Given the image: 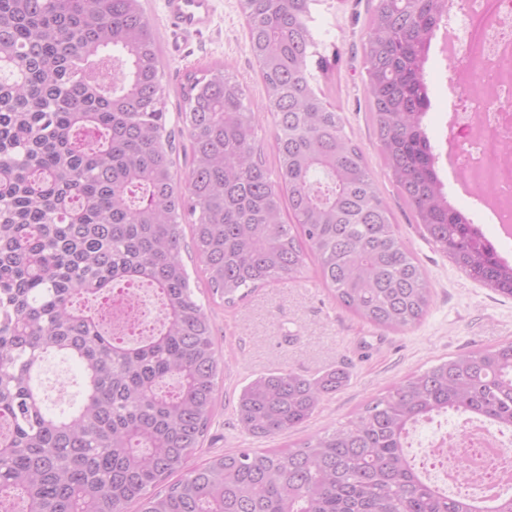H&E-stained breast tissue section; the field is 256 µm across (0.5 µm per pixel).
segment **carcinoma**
Here are the masks:
<instances>
[{
	"label": "carcinoma",
	"instance_id": "obj_1",
	"mask_svg": "<svg viewBox=\"0 0 512 512\" xmlns=\"http://www.w3.org/2000/svg\"><path fill=\"white\" fill-rule=\"evenodd\" d=\"M240 2L276 118L274 170L258 146V110L223 67L187 75L182 126L167 128L140 0H0V509L19 500L23 512H512V493L446 494L405 451L414 425L448 411L512 430V342L439 362L295 448L189 466L224 358L190 284L182 220L226 303L296 281L309 255L336 301L379 327L416 325L431 303L361 147L313 84V69L338 60L317 51L320 0ZM449 9L374 0L362 43L373 133L428 242L512 297V264L448 202L424 123L426 65ZM178 134L192 152L184 190ZM124 285L154 290L160 327L108 332L77 304ZM51 354L84 367L82 400L67 413L43 397ZM348 378L343 368L262 374L240 391L238 425L255 437L287 433Z\"/></svg>",
	"mask_w": 512,
	"mask_h": 512
}]
</instances>
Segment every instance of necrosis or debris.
I'll return each mask as SVG.
<instances>
[{"mask_svg": "<svg viewBox=\"0 0 512 512\" xmlns=\"http://www.w3.org/2000/svg\"><path fill=\"white\" fill-rule=\"evenodd\" d=\"M468 0L457 26L448 34L447 54L460 63L446 81L455 110L453 124L465 129L448 163L478 193H488L485 211L490 223L512 237V152L498 150L499 141L512 140V0ZM462 451L474 467L468 485L479 493L490 487L512 486V444L492 440L480 428L448 433L446 442H434L431 451L441 456L443 446Z\"/></svg>", "mask_w": 512, "mask_h": 512, "instance_id": "1", "label": "necrosis or debris"}]
</instances>
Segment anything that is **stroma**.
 I'll use <instances>...</instances> for the list:
<instances>
[{"label": "stroma", "instance_id": "stroma-1", "mask_svg": "<svg viewBox=\"0 0 512 512\" xmlns=\"http://www.w3.org/2000/svg\"><path fill=\"white\" fill-rule=\"evenodd\" d=\"M369 3L344 0L339 7L321 11L317 19L323 31L319 51L327 56L339 54L340 59L336 70L319 75L318 85L331 104L342 108L346 130L362 147L399 236L426 274L431 305L423 320L407 330L376 326L336 303L311 257L296 282L256 289L246 301L229 305L211 295L200 260L186 253L184 260L195 296L204 304L217 346L224 354V383L217 393L203 450L194 457V464L241 448H284L332 430L414 373L460 353L512 342V297L472 280L437 252L422 237L386 175L367 108L360 50ZM141 4L156 29L169 123L177 121L186 74L225 66L247 87L252 102L261 105L259 144L267 166H275V121L263 108L264 85L245 48L246 21L239 0H216L212 27L190 38L177 54L169 50L162 0H141ZM426 72L432 107L425 123L434 145L443 150L451 138V102L445 89L449 62L431 54ZM337 366L346 368L348 382L325 398L304 425L275 438H257L238 426L237 397L254 376L276 368L316 375ZM56 372L61 374L65 388L60 394L48 392V404L66 409L81 399V369L62 357H49L42 364L43 381H50ZM464 420L458 413L418 423L407 440L410 458L424 457L435 439Z\"/></svg>", "mask_w": 512, "mask_h": 512}]
</instances>
